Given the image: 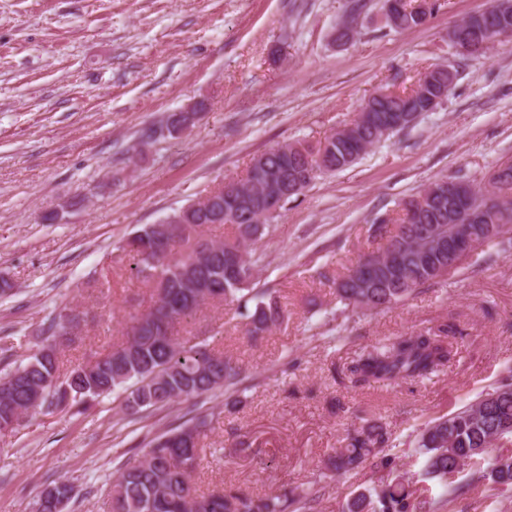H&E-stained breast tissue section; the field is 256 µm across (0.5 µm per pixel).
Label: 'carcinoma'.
<instances>
[{"instance_id": "cac0c4a2", "label": "carcinoma", "mask_w": 512, "mask_h": 512, "mask_svg": "<svg viewBox=\"0 0 512 512\" xmlns=\"http://www.w3.org/2000/svg\"><path fill=\"white\" fill-rule=\"evenodd\" d=\"M499 2L492 0L486 10L462 19L454 35L473 44L478 53L487 49L512 29V9L507 14L499 11ZM441 7L440 0H431L425 11L416 0H402L399 19L386 23L400 31L415 29ZM362 8L361 0L348 3L346 19L334 29L333 42L345 45L354 39L356 15ZM448 70L455 67L433 64L407 91L380 90L348 124L318 144L297 141L272 147L254 159L244 177L155 224L142 225L120 246L129 257L130 273L150 290L147 308L131 316L125 341L64 376L53 344L43 346L27 363L0 373V430L19 415L44 407L86 410L108 393L117 395L123 409L135 414L218 390L237 392L241 368L211 349L207 339L175 335V324L192 318L209 301L237 302L247 318L246 333L254 340L279 324L283 308L276 291L255 287L261 265L256 244L279 212L319 176L349 168L387 134L395 133L393 126L403 130L424 115L435 89L428 77ZM166 123L168 134L152 129L144 133L140 146L164 136L177 138L194 125L189 116L175 112ZM447 184L446 177L434 180L409 197L399 218L384 214L375 219L371 237L383 244L333 277L337 302L346 308H389L445 278L439 268L446 267L453 275L478 263L480 253L457 261L439 252L437 241L454 238L470 200L486 193L509 198V206L490 219L497 228L493 236L482 238V246L512 245V238H505L512 232V174L505 180L490 177L483 184L471 182L451 196L445 194ZM270 196L277 197L273 208L265 206ZM222 225L229 229L226 238L207 235V230ZM457 333L456 326L443 324L374 346L348 368L351 382L389 385L427 377L448 365ZM492 393L496 398L491 401L483 395L414 429L417 452L424 457L422 479L382 477L354 493L342 512H432L434 500L426 482L435 480L444 492L455 493L461 487L454 485L450 474L485 455L491 482L503 491L511 490L512 462L499 461L489 449L495 447L496 436L512 435V430L500 429L504 421L512 424V383L505 380ZM201 434V424L190 419L155 435L143 453L122 460L115 471L112 497L121 500L123 512H318L323 487L317 480L297 491L267 497L255 498L232 488L197 493L192 474L202 461ZM392 443V435L382 425L365 420L344 446L332 449L330 467L336 475L365 467L378 473L389 466L383 451Z\"/></svg>"}]
</instances>
